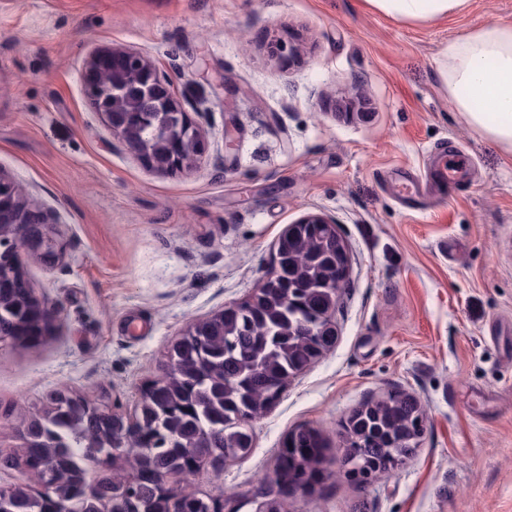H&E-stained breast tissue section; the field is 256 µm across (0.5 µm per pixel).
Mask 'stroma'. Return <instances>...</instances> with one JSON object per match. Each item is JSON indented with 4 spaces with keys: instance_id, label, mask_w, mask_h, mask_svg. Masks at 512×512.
I'll return each instance as SVG.
<instances>
[{
    "instance_id": "obj_1",
    "label": "stroma",
    "mask_w": 512,
    "mask_h": 512,
    "mask_svg": "<svg viewBox=\"0 0 512 512\" xmlns=\"http://www.w3.org/2000/svg\"><path fill=\"white\" fill-rule=\"evenodd\" d=\"M490 21L512 23V0L425 23L364 0H0V171L64 245L25 260L59 320L43 342L0 343V453L59 389L133 414L187 326L259 288L284 228L321 211L350 256L335 345L251 422L247 457L187 489L258 512L306 425L331 444L324 481L284 512H512V155L466 125L437 70L448 40ZM102 48L173 79L206 136L193 170L113 139L82 81ZM441 148L468 177L398 198ZM391 391L419 401L425 431L356 485L340 423Z\"/></svg>"
}]
</instances>
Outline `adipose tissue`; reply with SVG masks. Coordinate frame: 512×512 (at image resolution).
I'll return each mask as SVG.
<instances>
[{
  "label": "adipose tissue",
  "mask_w": 512,
  "mask_h": 512,
  "mask_svg": "<svg viewBox=\"0 0 512 512\" xmlns=\"http://www.w3.org/2000/svg\"><path fill=\"white\" fill-rule=\"evenodd\" d=\"M395 20L430 22L465 0H365ZM448 99L466 124L512 154V24L488 22L449 40L438 59Z\"/></svg>",
  "instance_id": "obj_1"
}]
</instances>
